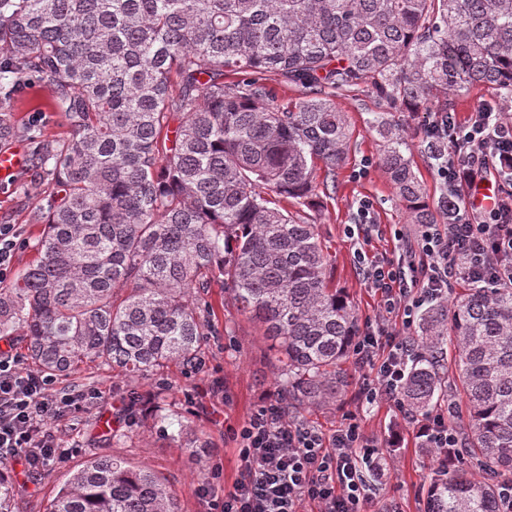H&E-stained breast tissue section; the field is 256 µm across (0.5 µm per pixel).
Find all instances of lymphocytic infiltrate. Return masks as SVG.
I'll list each match as a JSON object with an SVG mask.
<instances>
[{
	"mask_svg": "<svg viewBox=\"0 0 512 512\" xmlns=\"http://www.w3.org/2000/svg\"><path fill=\"white\" fill-rule=\"evenodd\" d=\"M419 132L443 139L437 173L458 204L447 223L420 225L415 242L394 257L376 261L354 251L364 280L379 295L375 322L352 349L356 364L375 373L374 382L360 388V400L369 404L397 401L418 314L447 298L452 279L512 287V114L485 100L462 123L451 112L420 113ZM101 396L57 387L53 376L26 367L20 354L1 350L0 459L24 462L32 472L66 462L73 449L51 422L74 417ZM403 420L440 455L462 445L447 412L419 418L407 411ZM233 438L239 476L228 488L200 485L207 512H392L378 505L359 467L376 442L358 423L328 436L270 398L234 428Z\"/></svg>",
	"mask_w": 512,
	"mask_h": 512,
	"instance_id": "obj_1",
	"label": "lymphocytic infiltrate"
}]
</instances>
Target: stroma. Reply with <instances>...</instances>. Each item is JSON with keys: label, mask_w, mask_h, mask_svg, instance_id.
Returning <instances> with one entry per match:
<instances>
[{"label": "stroma", "mask_w": 512, "mask_h": 512, "mask_svg": "<svg viewBox=\"0 0 512 512\" xmlns=\"http://www.w3.org/2000/svg\"><path fill=\"white\" fill-rule=\"evenodd\" d=\"M46 87L30 89L27 100L15 114L18 127H26L35 106H42L41 123L49 139L61 142L68 132L57 115L48 110ZM337 106L346 113L351 130V151L347 165L336 172V191L322 207L309 213L330 255L337 287L353 303L360 322L373 320L378 296L362 279L354 258V243L344 234L346 225L360 223V201L371 204L369 223L380 225L381 235L363 244L369 257L392 256L396 242L390 228L409 221L396 202L393 187L378 163L379 146L369 133L372 113L386 111V104L366 85L341 91ZM43 195L35 168L24 167L12 179L0 183V224L16 225L22 240L40 231L28 223L29 211ZM211 303L215 326L233 325L232 335L206 340L202 363L193 373L164 371L161 380L132 379L106 366H93L77 374L57 378L60 386L93 387L102 399L73 417L56 422L52 428L65 445L75 451L65 463L38 472L14 475L19 512H44L49 499L66 482L71 471L88 459L105 454L119 455L147 466L164 478L176 493L183 512H204L198 495L203 482L214 479L231 486L240 469V459L231 429L259 408L272 393L275 371L266 344L257 328L241 316L234 302L221 289H213ZM354 388L344 401L305 415L304 423L332 433L345 416H354L379 443L378 453L362 463V472L373 485L377 499L391 504L395 512H425L428 485L438 460L422 449L413 428H406L401 442L393 448L386 442L391 427L402 420L397 406L389 402L372 405L359 399V384L367 372L354 368ZM208 436L210 445L193 450L166 438V431L181 423ZM220 473H213V466Z\"/></svg>", "instance_id": "obj_1"}]
</instances>
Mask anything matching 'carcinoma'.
I'll return each mask as SVG.
<instances>
[{
    "mask_svg": "<svg viewBox=\"0 0 512 512\" xmlns=\"http://www.w3.org/2000/svg\"><path fill=\"white\" fill-rule=\"evenodd\" d=\"M238 76L234 87L224 76ZM298 88L277 100L268 80ZM370 84L392 105L369 130L413 224H443L413 167L417 114L448 91L512 96V0H0V145L23 134L47 189L29 212L36 259L0 285V336L61 376L106 364L131 378L200 366L212 289L258 324L275 392L302 413L342 400L360 330L306 211L336 189L351 130L336 91ZM45 84L69 130L18 131L23 91ZM401 400L423 415L448 391L466 409L451 473L427 512H502L512 477V288L469 285L421 318ZM189 448L202 432L183 425ZM475 461L481 475L469 473ZM0 464V512H16ZM45 512H179L152 469L115 455L75 470Z\"/></svg>",
    "mask_w": 512,
    "mask_h": 512,
    "instance_id": "cac0c4a2",
    "label": "carcinoma"
}]
</instances>
